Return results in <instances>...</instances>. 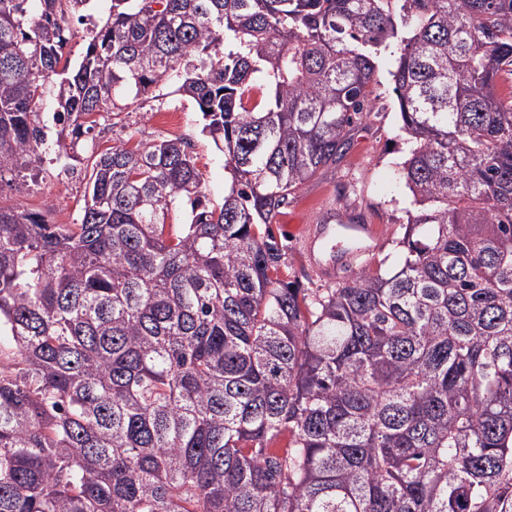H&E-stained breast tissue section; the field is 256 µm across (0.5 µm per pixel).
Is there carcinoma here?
I'll use <instances>...</instances> for the list:
<instances>
[{"mask_svg": "<svg viewBox=\"0 0 512 512\" xmlns=\"http://www.w3.org/2000/svg\"><path fill=\"white\" fill-rule=\"evenodd\" d=\"M28 2L0 0V187L43 101L77 161L171 80L229 179L211 206L189 142L123 143L76 223L0 205V512H512V0H111L76 65L86 0ZM392 45L404 252L309 294L270 224Z\"/></svg>", "mask_w": 512, "mask_h": 512, "instance_id": "obj_1", "label": "carcinoma"}]
</instances>
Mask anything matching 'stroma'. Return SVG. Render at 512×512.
I'll return each instance as SVG.
<instances>
[{
	"mask_svg": "<svg viewBox=\"0 0 512 512\" xmlns=\"http://www.w3.org/2000/svg\"><path fill=\"white\" fill-rule=\"evenodd\" d=\"M394 63V53L383 52L375 73L376 108L368 119L352 126L347 154L324 174L306 181L277 216L272 232L285 249L279 271L284 281L312 291L329 288L346 280L365 261L399 254L409 192L397 178L407 147L399 136L398 107L389 76ZM170 112L183 115L180 126H170L166 118ZM203 125L196 104L179 95L171 82L129 104L118 115L98 118L84 142L88 152L98 153L121 143L133 146L188 139L203 174V190L211 202L219 203L228 175L224 156L203 134ZM86 172L82 164L68 171L57 161L42 163L22 191L0 189V204L40 212L54 224L76 223L85 195ZM352 222L373 226L374 237L362 244L356 242L347 229ZM324 225L333 227L334 236L320 237ZM335 251H354L358 257L331 276L320 265Z\"/></svg>",
	"mask_w": 512,
	"mask_h": 512,
	"instance_id": "1",
	"label": "stroma"
}]
</instances>
